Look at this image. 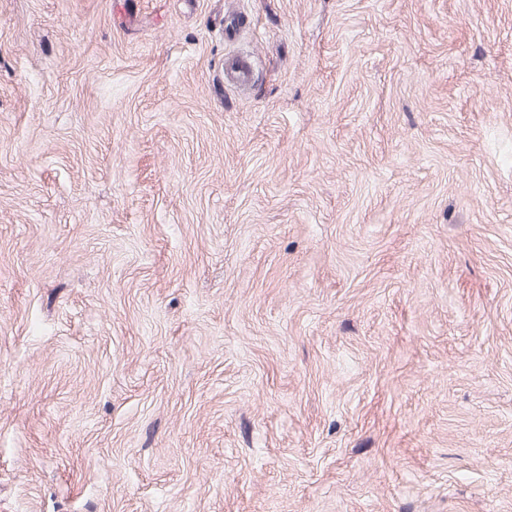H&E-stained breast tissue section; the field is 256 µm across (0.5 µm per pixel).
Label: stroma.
<instances>
[{
	"instance_id": "obj_1",
	"label": "stroma",
	"mask_w": 512,
	"mask_h": 512,
	"mask_svg": "<svg viewBox=\"0 0 512 512\" xmlns=\"http://www.w3.org/2000/svg\"><path fill=\"white\" fill-rule=\"evenodd\" d=\"M0 512H512V0H0Z\"/></svg>"
}]
</instances>
